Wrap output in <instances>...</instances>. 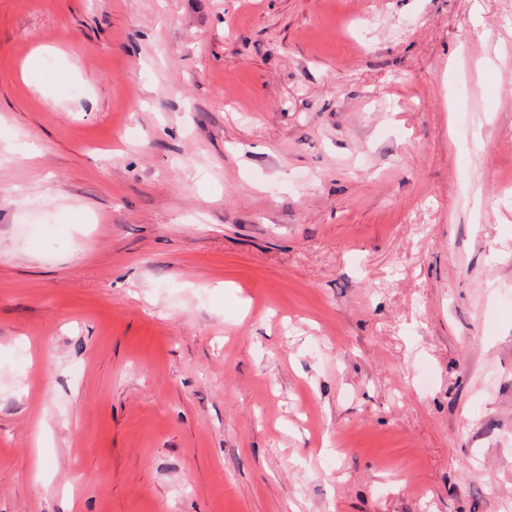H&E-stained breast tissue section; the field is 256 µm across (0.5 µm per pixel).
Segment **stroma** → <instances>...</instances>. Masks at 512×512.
<instances>
[{
    "instance_id": "1",
    "label": "stroma",
    "mask_w": 512,
    "mask_h": 512,
    "mask_svg": "<svg viewBox=\"0 0 512 512\" xmlns=\"http://www.w3.org/2000/svg\"><path fill=\"white\" fill-rule=\"evenodd\" d=\"M511 180L512 0H0V512H512Z\"/></svg>"
}]
</instances>
